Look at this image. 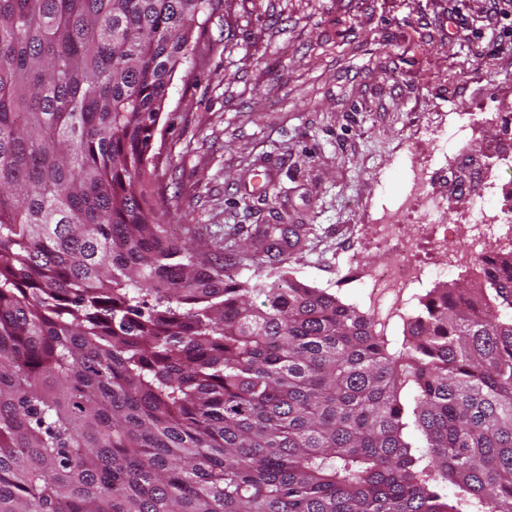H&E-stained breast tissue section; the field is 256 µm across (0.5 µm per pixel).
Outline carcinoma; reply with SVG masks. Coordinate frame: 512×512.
<instances>
[{"label":"carcinoma","instance_id":"carcinoma-1","mask_svg":"<svg viewBox=\"0 0 512 512\" xmlns=\"http://www.w3.org/2000/svg\"><path fill=\"white\" fill-rule=\"evenodd\" d=\"M212 10L0 0V512H512V251L399 337L169 235L152 141Z\"/></svg>","mask_w":512,"mask_h":512}]
</instances>
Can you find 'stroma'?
<instances>
[{"instance_id": "stroma-1", "label": "stroma", "mask_w": 512, "mask_h": 512, "mask_svg": "<svg viewBox=\"0 0 512 512\" xmlns=\"http://www.w3.org/2000/svg\"><path fill=\"white\" fill-rule=\"evenodd\" d=\"M511 117L505 0H217L155 133L156 200L173 237L243 279L270 267L251 257L267 225H296L283 270L364 310L377 219L412 173L438 207L406 234L512 211ZM462 146L495 157L496 189H454Z\"/></svg>"}]
</instances>
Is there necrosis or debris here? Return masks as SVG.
I'll use <instances>...</instances> for the list:
<instances>
[{
  "instance_id": "necrosis-or-debris-1",
  "label": "necrosis or debris",
  "mask_w": 512,
  "mask_h": 512,
  "mask_svg": "<svg viewBox=\"0 0 512 512\" xmlns=\"http://www.w3.org/2000/svg\"><path fill=\"white\" fill-rule=\"evenodd\" d=\"M436 206L433 198L425 194L420 187H412L403 202L388 210L382 224L379 239L381 250L395 253V260L375 265L365 275L363 282L369 304L381 319L399 315L411 299V292L422 283L424 277L439 272L452 265H467L480 268L481 245L488 232L495 228V220L487 213L467 224L461 225L462 234L468 239L470 249L463 254L448 251L447 237H439L434 247L427 250V259H419L422 248L420 239L404 236L403 219L410 210L432 211Z\"/></svg>"
}]
</instances>
